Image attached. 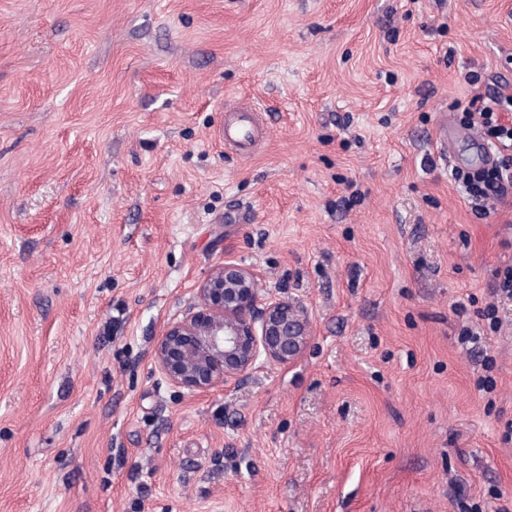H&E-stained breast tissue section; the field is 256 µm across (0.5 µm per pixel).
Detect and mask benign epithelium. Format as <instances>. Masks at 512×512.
<instances>
[{
  "label": "benign epithelium",
  "mask_w": 512,
  "mask_h": 512,
  "mask_svg": "<svg viewBox=\"0 0 512 512\" xmlns=\"http://www.w3.org/2000/svg\"><path fill=\"white\" fill-rule=\"evenodd\" d=\"M199 303L168 323L153 353L173 386L193 394L241 381L260 359L288 366L312 336L306 310L288 299L263 297L256 273L226 259L198 288Z\"/></svg>",
  "instance_id": "1"
}]
</instances>
